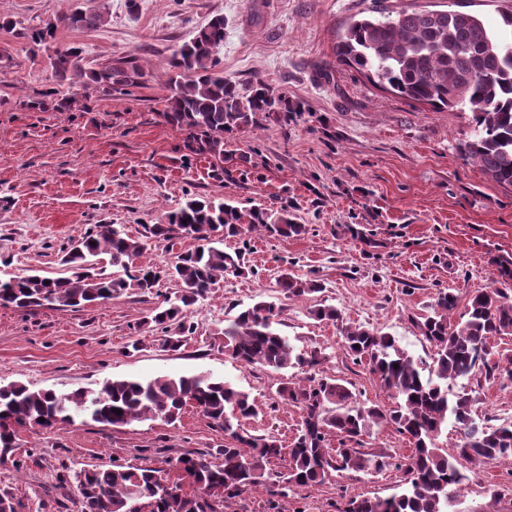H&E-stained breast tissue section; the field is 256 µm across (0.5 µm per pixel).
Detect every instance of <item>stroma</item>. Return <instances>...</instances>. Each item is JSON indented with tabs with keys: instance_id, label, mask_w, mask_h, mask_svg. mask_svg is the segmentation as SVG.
Here are the masks:
<instances>
[{
	"instance_id": "stroma-1",
	"label": "stroma",
	"mask_w": 512,
	"mask_h": 512,
	"mask_svg": "<svg viewBox=\"0 0 512 512\" xmlns=\"http://www.w3.org/2000/svg\"><path fill=\"white\" fill-rule=\"evenodd\" d=\"M375 5H446L478 13L493 29L500 10H512V0H138L134 10L127 0H0V279L61 276L63 255L86 229L122 224L134 235L189 195L246 210L290 202L308 228L298 239L262 232L225 239V252L241 253L246 272L226 276L192 308L196 331L178 351L144 323L160 296L177 293L167 279L157 295L131 289L77 311L0 306V385L69 393L113 378L204 373L255 400L251 433L290 445L302 411L274 400L279 374L234 362L219 335L237 305L274 294L276 273L286 269L324 289L282 300L280 332L298 350L321 349L323 373L347 382L358 401L393 406L368 368L344 354L339 327L311 319L310 309L336 306L346 323L393 333L411 354L430 357L416 320L438 291L500 285L496 261L512 259V189L460 158L468 113L409 101L337 62L339 36ZM77 10L107 22L71 28L65 19ZM216 16L224 19L225 76L244 86L263 81L310 106L286 124L260 120L220 162L189 152L183 133L160 115L173 51ZM49 21L58 24L54 39L34 46L28 32ZM68 47L96 69L133 57L138 95L91 85L64 103L49 59ZM217 165L223 178L212 176ZM136 339L140 349L130 350ZM475 408L489 424L511 420L512 379L482 384ZM226 441L191 407L172 424L157 418L116 428L79 418L54 430L23 428L17 450L0 460V487L21 512H81L75 485L57 480L63 467L165 470L181 454ZM285 471V462L272 463L265 482L225 512H266ZM463 473L451 512H512V460L467 464ZM404 487L393 468L351 471L273 500L278 512H342L350 496L387 497Z\"/></svg>"
}]
</instances>
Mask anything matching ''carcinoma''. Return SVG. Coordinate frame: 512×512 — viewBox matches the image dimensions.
<instances>
[{
  "label": "carcinoma",
  "mask_w": 512,
  "mask_h": 512,
  "mask_svg": "<svg viewBox=\"0 0 512 512\" xmlns=\"http://www.w3.org/2000/svg\"><path fill=\"white\" fill-rule=\"evenodd\" d=\"M74 28L96 29L101 14L75 12L64 19ZM49 21L27 34L37 45L55 37ZM499 33L476 14L438 10L432 15L411 8L352 21L336 42V60L365 72L378 85L417 103L435 108L467 109L471 133L457 147L460 157L478 166L492 181L512 188V50ZM224 46V18L215 17L173 52L166 85L170 91L162 117L186 134L187 146L197 155L222 157L226 146L257 123V116L288 122V114L306 112L261 80L244 91L218 69ZM81 50L58 49L51 57L52 77L74 91L89 83L113 85L123 96L135 95L139 72L116 78L112 68H86ZM265 230L283 239L304 235L307 225L284 206L269 213L244 211L224 201L188 197L165 213L158 224L144 225L134 237L122 224H97L77 238L62 259L68 275L38 274L0 280V305L19 309L62 311L106 302L133 288L143 297L156 292L164 278L178 282L180 294L164 298L145 323L164 334L163 345L173 351L195 332L188 310L205 298L219 279L240 275L241 255L218 247L224 236ZM199 245L181 253L166 269L135 265L151 241L174 236ZM112 271H106V267ZM276 285L284 298L304 299L323 286L314 279L280 271ZM460 303L453 289L437 293L427 314L416 326L434 348L427 361L408 352L401 339L369 327L342 328L341 347L356 362H366L380 386L396 405L385 409L358 401L351 389L334 377L316 373L323 363L319 350L298 352L279 329L281 305L260 296L224 325V354L234 361L259 365L281 375L276 399L299 406L302 427L285 448L272 435H254L245 427L257 415L249 393L206 375L159 377L150 380L115 378L95 392L57 393L16 382L0 385V449L16 447L18 428L55 429L84 413L100 424L123 427L136 421L161 418L172 424L186 406H193L212 427L224 431L232 443L218 456L196 452L180 455L173 468L195 486L196 494L182 493L181 483L169 488L168 478L153 467L82 468L60 474L74 479L82 512H132L139 502L147 512H224V504L258 486L276 460L288 462L278 491L287 497L299 487L324 483L334 472H381L390 467L405 474L406 488L388 497H350L343 512H448V502L464 475L458 465L493 464L512 456V421L491 426L476 419L472 390L465 380L495 379L506 371L512 379V351L499 349L495 339L512 337V297L499 288L482 289L465 298L457 322L451 316ZM316 321L340 322L334 306L309 311ZM457 429L451 458L437 444L447 425ZM391 427L404 436L412 451L399 461L363 448L376 427ZM334 435L338 447H327Z\"/></svg>",
  "instance_id": "carcinoma-1"
}]
</instances>
